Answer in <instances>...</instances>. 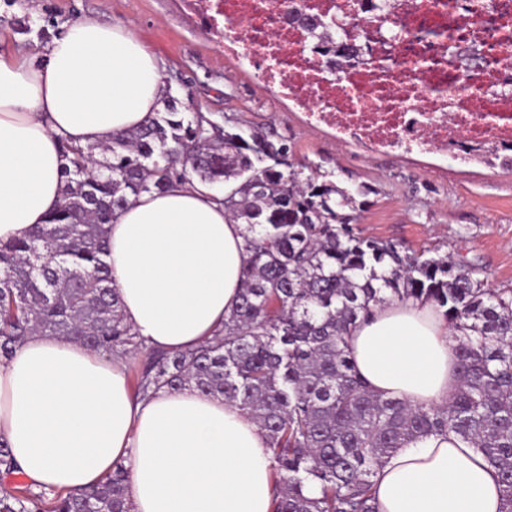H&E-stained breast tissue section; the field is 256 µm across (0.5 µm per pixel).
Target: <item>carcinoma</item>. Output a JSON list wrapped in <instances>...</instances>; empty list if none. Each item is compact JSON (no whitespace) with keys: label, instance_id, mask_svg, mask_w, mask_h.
<instances>
[{"label":"carcinoma","instance_id":"carcinoma-1","mask_svg":"<svg viewBox=\"0 0 512 512\" xmlns=\"http://www.w3.org/2000/svg\"><path fill=\"white\" fill-rule=\"evenodd\" d=\"M57 207L0 245V358L28 336L75 339L106 355L139 356L137 393L186 387L237 402L266 432L273 512H378L383 458L447 432L483 452L512 512V288L492 290L465 259L362 237L345 212L357 195L302 172L274 129H244L204 112L166 111L105 144L61 140ZM224 187L244 225L249 260L224 328L195 349H154L124 321L106 225L130 199L176 184ZM395 298L431 303L454 339L460 385L443 405L412 407L370 392L347 337ZM120 464L79 493L13 487L0 512H131Z\"/></svg>","mask_w":512,"mask_h":512}]
</instances>
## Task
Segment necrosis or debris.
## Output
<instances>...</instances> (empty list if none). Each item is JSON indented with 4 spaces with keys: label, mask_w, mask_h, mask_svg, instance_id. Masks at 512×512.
Segmentation results:
<instances>
[{
    "label": "necrosis or debris",
    "mask_w": 512,
    "mask_h": 512,
    "mask_svg": "<svg viewBox=\"0 0 512 512\" xmlns=\"http://www.w3.org/2000/svg\"><path fill=\"white\" fill-rule=\"evenodd\" d=\"M192 2L225 54L340 142L463 165L512 158V0ZM346 28L359 56L340 66L331 46Z\"/></svg>",
    "instance_id": "1"
}]
</instances>
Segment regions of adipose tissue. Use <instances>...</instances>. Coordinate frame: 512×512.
Here are the masks:
<instances>
[{"mask_svg": "<svg viewBox=\"0 0 512 512\" xmlns=\"http://www.w3.org/2000/svg\"><path fill=\"white\" fill-rule=\"evenodd\" d=\"M164 94L158 59L122 26L83 18L43 59L0 52V241L45 223L60 199L61 140L103 144L146 124ZM123 314L148 346L196 347L237 302L248 255L219 194L195 183L130 201L109 226ZM358 374L382 397L447 403L459 386L435 308L395 300L349 335ZM0 441L32 485L80 491L115 464L133 512H271L264 432L236 402L193 388L136 395L125 363L61 336L0 361ZM379 512H500L493 468L454 436L386 458Z\"/></svg>", "mask_w": 512, "mask_h": 512, "instance_id": "obj_1", "label": "adipose tissue"}]
</instances>
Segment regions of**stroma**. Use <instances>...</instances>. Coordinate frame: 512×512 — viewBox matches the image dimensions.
Masks as SVG:
<instances>
[{
    "mask_svg": "<svg viewBox=\"0 0 512 512\" xmlns=\"http://www.w3.org/2000/svg\"><path fill=\"white\" fill-rule=\"evenodd\" d=\"M85 17L139 38L158 58L164 96L179 111L274 128L291 143L296 170L347 190L368 187L353 210L362 236L467 258L487 287L512 288V170L337 143L330 130L312 127L291 103L263 89L246 63L226 57L216 38L199 30L186 0H0V30L17 48L46 46Z\"/></svg>",
    "mask_w": 512,
    "mask_h": 512,
    "instance_id": "1",
    "label": "stroma"
}]
</instances>
